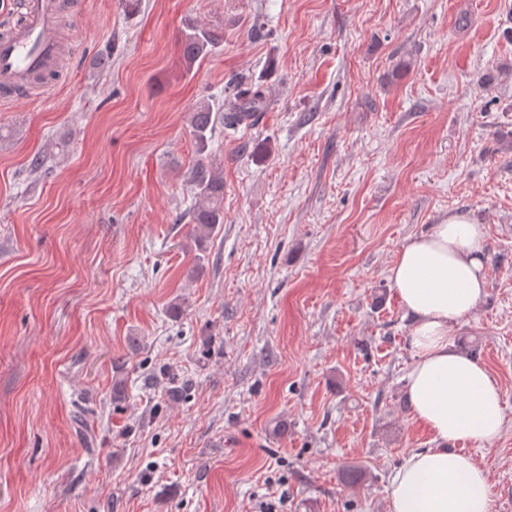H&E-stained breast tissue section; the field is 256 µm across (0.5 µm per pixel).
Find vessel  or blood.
<instances>
[{
    "instance_id": "1",
    "label": "vessel or blood",
    "mask_w": 512,
    "mask_h": 512,
    "mask_svg": "<svg viewBox=\"0 0 512 512\" xmlns=\"http://www.w3.org/2000/svg\"><path fill=\"white\" fill-rule=\"evenodd\" d=\"M61 48L57 0H26L21 20L0 34V98L31 71L53 67Z\"/></svg>"
}]
</instances>
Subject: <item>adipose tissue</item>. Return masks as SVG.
<instances>
[{
  "label": "adipose tissue",
  "mask_w": 512,
  "mask_h": 512,
  "mask_svg": "<svg viewBox=\"0 0 512 512\" xmlns=\"http://www.w3.org/2000/svg\"><path fill=\"white\" fill-rule=\"evenodd\" d=\"M482 225L451 214L409 237L387 269L411 318L414 359L407 396L434 445L411 453L389 480V512H491L487 470L457 449L499 437L502 396L496 380L448 336L486 288Z\"/></svg>",
  "instance_id": "ef3b65f1"
}]
</instances>
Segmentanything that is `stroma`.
Returning <instances> with one entry per match:
<instances>
[{"label": "stroma", "instance_id": "35a3bbf8", "mask_svg": "<svg viewBox=\"0 0 512 512\" xmlns=\"http://www.w3.org/2000/svg\"><path fill=\"white\" fill-rule=\"evenodd\" d=\"M72 3L83 53L0 104V512H388L433 441L387 269L451 213L486 232L449 336L500 386L473 455L512 503V0ZM192 24L224 40L189 68ZM253 87L202 249L187 114Z\"/></svg>", "mask_w": 512, "mask_h": 512}]
</instances>
